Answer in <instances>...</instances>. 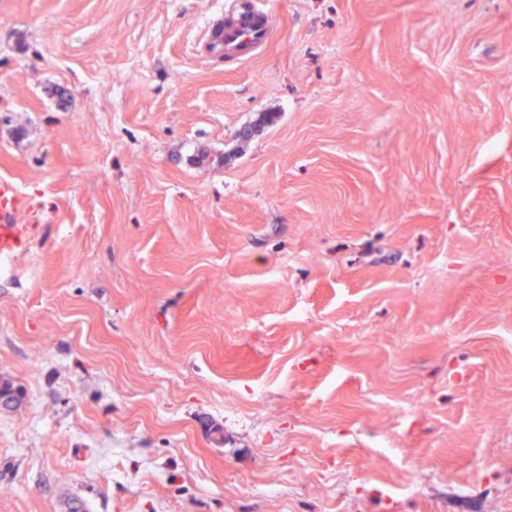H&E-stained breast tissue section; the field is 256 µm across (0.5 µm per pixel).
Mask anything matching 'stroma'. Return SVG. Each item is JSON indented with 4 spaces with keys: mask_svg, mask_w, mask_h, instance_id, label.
<instances>
[{
    "mask_svg": "<svg viewBox=\"0 0 512 512\" xmlns=\"http://www.w3.org/2000/svg\"><path fill=\"white\" fill-rule=\"evenodd\" d=\"M269 7L0 0V512H512V0ZM273 31L269 11L257 0H233L209 21L200 57L250 59L270 42ZM28 214L15 184L7 179L0 180V258L22 251L29 240V224L22 220Z\"/></svg>",
    "mask_w": 512,
    "mask_h": 512,
    "instance_id": "obj_1",
    "label": "stroma"
}]
</instances>
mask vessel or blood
I'll use <instances>...</instances> for the list:
<instances>
[{"instance_id":"1","label":"vessel or blood","mask_w":512,"mask_h":512,"mask_svg":"<svg viewBox=\"0 0 512 512\" xmlns=\"http://www.w3.org/2000/svg\"><path fill=\"white\" fill-rule=\"evenodd\" d=\"M273 27L269 11L258 0H231L224 12L209 21L201 58L247 60L270 42ZM27 208L15 184L0 180V258L22 251L29 240L30 227L22 219Z\"/></svg>"}]
</instances>
